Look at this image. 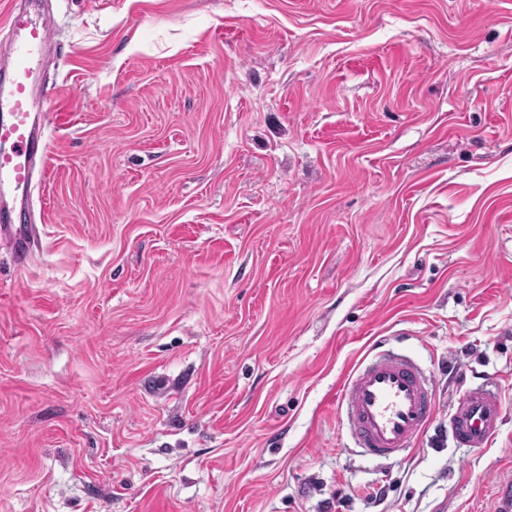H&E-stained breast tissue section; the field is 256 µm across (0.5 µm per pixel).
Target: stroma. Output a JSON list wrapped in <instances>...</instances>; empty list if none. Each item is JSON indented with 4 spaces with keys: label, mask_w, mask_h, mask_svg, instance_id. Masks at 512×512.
<instances>
[{
    "label": "stroma",
    "mask_w": 512,
    "mask_h": 512,
    "mask_svg": "<svg viewBox=\"0 0 512 512\" xmlns=\"http://www.w3.org/2000/svg\"><path fill=\"white\" fill-rule=\"evenodd\" d=\"M45 4L69 97L39 248L0 249V512H490L512 0ZM382 338L438 406L395 462L339 411ZM472 385L504 418L461 448Z\"/></svg>",
    "instance_id": "stroma-1"
}]
</instances>
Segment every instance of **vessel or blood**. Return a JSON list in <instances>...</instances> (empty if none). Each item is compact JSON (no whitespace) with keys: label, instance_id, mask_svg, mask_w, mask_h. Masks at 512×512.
<instances>
[{"label":"vessel or blood","instance_id":"obj_1","mask_svg":"<svg viewBox=\"0 0 512 512\" xmlns=\"http://www.w3.org/2000/svg\"><path fill=\"white\" fill-rule=\"evenodd\" d=\"M54 40L52 19L27 7L9 6L0 23V51L10 73L0 80V246L16 267H24L36 246L32 225L15 222L29 208L35 182L45 180L46 130L66 98L63 86L36 93L32 78L45 64L44 50ZM342 407L357 448L374 459L397 460L437 413L434 393L419 366L401 349L382 347L348 375ZM503 419L498 392L482 386L466 390L450 420L456 445L480 448Z\"/></svg>","mask_w":512,"mask_h":512}]
</instances>
